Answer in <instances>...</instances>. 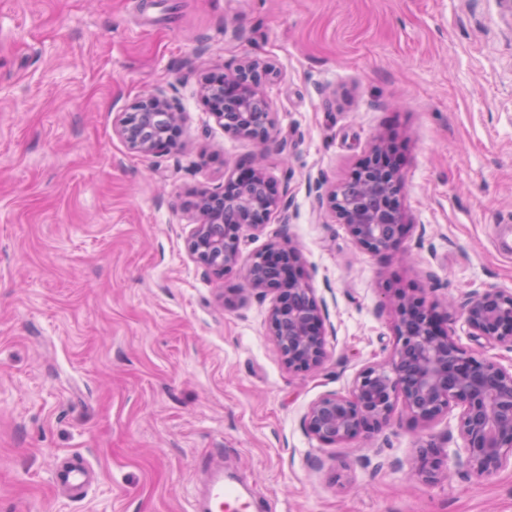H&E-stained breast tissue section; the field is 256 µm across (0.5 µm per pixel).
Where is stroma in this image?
<instances>
[{
	"label": "stroma",
	"mask_w": 512,
	"mask_h": 512,
	"mask_svg": "<svg viewBox=\"0 0 512 512\" xmlns=\"http://www.w3.org/2000/svg\"><path fill=\"white\" fill-rule=\"evenodd\" d=\"M270 63L267 144L203 104L202 75ZM164 91L179 144L144 156L112 131ZM402 163L409 230L360 251L320 209L377 136ZM263 163L284 220L244 227L217 276L187 240L196 191ZM512 15L499 0H0V512H188L203 462L253 494L249 512H512V464L407 478L430 441L462 452L458 408L402 410L372 436L307 432L316 399L349 395L389 357L397 282L426 299L512 292ZM292 240L327 317L326 358L294 374L244 267ZM98 472L74 498L55 458Z\"/></svg>",
	"instance_id": "obj_1"
}]
</instances>
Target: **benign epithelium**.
Returning a JSON list of instances; mask_svg holds the SVG:
<instances>
[{
  "instance_id": "obj_1",
  "label": "benign epithelium",
  "mask_w": 512,
  "mask_h": 512,
  "mask_svg": "<svg viewBox=\"0 0 512 512\" xmlns=\"http://www.w3.org/2000/svg\"><path fill=\"white\" fill-rule=\"evenodd\" d=\"M269 69L267 62L246 59L231 72L199 80L201 98L225 128L239 133L226 117L233 110L250 122L251 138L263 144L273 128L269 105L263 103L257 114L252 106ZM160 113L171 133L153 136L150 126ZM184 121L178 102L159 91L119 113L113 132L130 150L158 155L176 145ZM402 182L400 161L379 137L350 182L318 196V202L346 226L361 250L395 251L408 227L400 202ZM283 197L259 164L225 179L221 188L200 190L195 210L203 222L191 231L190 253L215 275L231 271L240 259L241 229L270 223L273 214L285 209ZM301 261L291 244L272 243L253 256L244 273L248 290L273 295L270 335L294 373L322 365L327 333L323 305L303 279ZM384 294L395 313L390 357L361 369L350 395H325L311 403L304 416L307 431L324 442L341 443L382 430L398 404L417 424L454 405L460 409L464 441V457L456 459V467L477 478L493 475L512 461V368L463 349L449 325L460 317L475 340L512 349V292L489 288L475 293L460 313L451 302L428 303L390 284ZM443 465L436 449L423 448L412 475L431 479Z\"/></svg>"
}]
</instances>
